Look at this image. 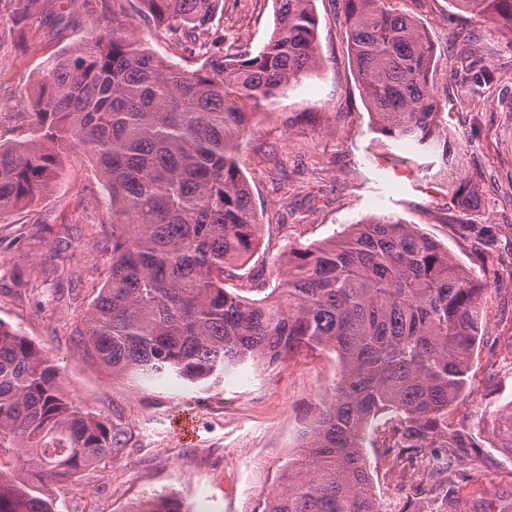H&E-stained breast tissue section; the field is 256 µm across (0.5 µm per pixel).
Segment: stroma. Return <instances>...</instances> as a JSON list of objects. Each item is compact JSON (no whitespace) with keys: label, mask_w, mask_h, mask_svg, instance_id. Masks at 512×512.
<instances>
[{"label":"stroma","mask_w":512,"mask_h":512,"mask_svg":"<svg viewBox=\"0 0 512 512\" xmlns=\"http://www.w3.org/2000/svg\"><path fill=\"white\" fill-rule=\"evenodd\" d=\"M19 20L0 0V143L31 137L33 92L48 60L86 40L92 25L79 0L73 20L53 22L59 0ZM214 22L225 50L258 51L274 26V0H223ZM318 64L261 109L239 148L241 170L263 226L262 245L244 278H270L289 248L350 232L392 215L447 247L484 288L482 328L469 381L448 409L449 432L468 448H429L416 458L386 454L396 424L384 414L368 429L367 460L380 501L396 512H512V455L499 451L492 423L512 401V46L448 0H394L414 15L436 48L435 82L454 102L448 129L464 144L463 170L478 205L448 210L445 188L424 169L391 164L380 147L348 55L342 0H315ZM140 40L185 66L183 51L128 0ZM469 50L474 72L491 71L477 94L450 76ZM99 177L83 154L62 159L38 200L0 217V320L68 365L66 392L131 432L135 445L111 462L110 476L90 468L66 481L36 480L13 449L0 472L53 501L57 512H127L131 502L172 495L192 512H254L275 481L297 431L338 371L335 354L316 352L280 369L245 366L202 390L171 379L146 384L101 367L77 332L104 280L112 244ZM494 225L485 241V225Z\"/></svg>","instance_id":"1"}]
</instances>
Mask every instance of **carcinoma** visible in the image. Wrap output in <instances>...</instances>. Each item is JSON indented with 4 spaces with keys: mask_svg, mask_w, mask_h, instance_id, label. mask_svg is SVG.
I'll use <instances>...</instances> for the list:
<instances>
[{
    "mask_svg": "<svg viewBox=\"0 0 512 512\" xmlns=\"http://www.w3.org/2000/svg\"><path fill=\"white\" fill-rule=\"evenodd\" d=\"M126 0H83L112 15L92 46L62 52L34 91L35 134L0 143V215L46 188L61 157L94 161L111 212L105 281L79 332L114 377L175 378L205 388L244 364L273 371L330 347L340 372L278 469V493L254 512H380L365 460V430L380 412L400 416L386 448H446L448 405L468 382L482 289L448 249L391 216L346 236L293 247L272 280L230 290L262 234L238 161L253 111L317 63L313 0H275L263 47L214 52L221 0H139L144 15L188 53L194 69L165 62L127 20ZM508 36L512 0H449ZM348 49L385 147L407 143L448 187L451 208L477 205L454 178L462 148L448 134V97L431 79L434 48L419 21L388 0H344ZM27 19L42 0H16ZM67 364L0 320V449L15 448L43 479L72 478L123 454L126 430L63 391ZM495 429L512 451V402ZM0 512H55L0 472ZM135 512H189L161 496Z\"/></svg>",
    "mask_w": 512,
    "mask_h": 512,
    "instance_id": "1",
    "label": "carcinoma"
}]
</instances>
